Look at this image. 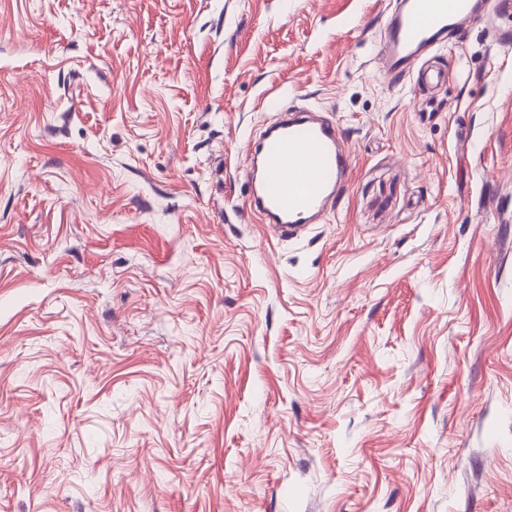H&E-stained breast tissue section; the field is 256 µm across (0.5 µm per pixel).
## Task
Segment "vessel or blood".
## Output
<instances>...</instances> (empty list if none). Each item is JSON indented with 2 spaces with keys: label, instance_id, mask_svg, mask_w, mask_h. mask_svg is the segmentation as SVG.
<instances>
[{
  "label": "vessel or blood",
  "instance_id": "1",
  "mask_svg": "<svg viewBox=\"0 0 512 512\" xmlns=\"http://www.w3.org/2000/svg\"><path fill=\"white\" fill-rule=\"evenodd\" d=\"M483 0H396L381 36L382 67L389 81L417 76L434 86L445 67L426 55L449 35L462 36L484 14ZM250 206L283 238L318 223L339 195L350 154L333 121L294 110L262 131L251 146Z\"/></svg>",
  "mask_w": 512,
  "mask_h": 512
}]
</instances>
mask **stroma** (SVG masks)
I'll list each match as a JSON object with an SVG mask.
<instances>
[{"instance_id":"stroma-1","label":"stroma","mask_w":512,"mask_h":512,"mask_svg":"<svg viewBox=\"0 0 512 512\" xmlns=\"http://www.w3.org/2000/svg\"><path fill=\"white\" fill-rule=\"evenodd\" d=\"M392 0H0V512H512V45ZM351 152L248 206L268 100ZM381 36V62L389 81L399 83L417 71L418 82L434 86L448 78L445 67L424 56L448 34L464 35L485 12L483 0H396ZM251 145L250 206L278 238L317 224L336 201L350 165L333 121L294 110Z\"/></svg>"}]
</instances>
